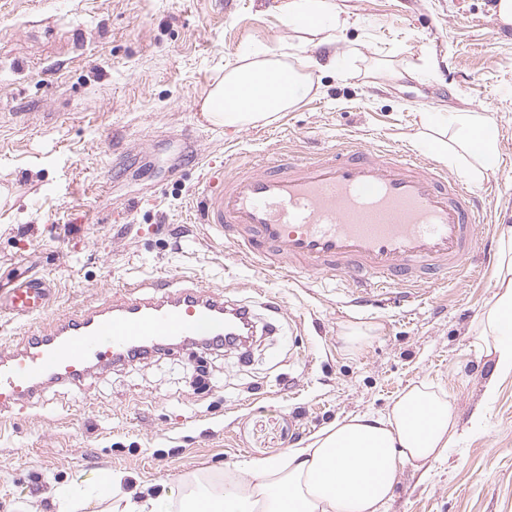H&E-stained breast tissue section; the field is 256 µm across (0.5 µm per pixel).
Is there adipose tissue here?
<instances>
[{
    "label": "adipose tissue",
    "mask_w": 512,
    "mask_h": 512,
    "mask_svg": "<svg viewBox=\"0 0 512 512\" xmlns=\"http://www.w3.org/2000/svg\"><path fill=\"white\" fill-rule=\"evenodd\" d=\"M288 75L282 84L280 75ZM311 74L282 57L231 62L223 81L207 96L202 112L210 123L239 127L290 110L311 91ZM457 150L436 144L439 159L464 177L479 180L498 168L501 150L494 120L484 111L455 113ZM498 266L491 304L476 322L477 344L494 359V371L512 373V215L498 228ZM454 420L446 396L420 383L404 389L385 414L356 415L317 433L284 459L262 461L251 480L225 476L215 483L198 474L182 476V491L170 497L150 485L122 492L125 475L109 472L116 489L107 512H385L396 477L408 464L442 457Z\"/></svg>",
    "instance_id": "obj_1"
}]
</instances>
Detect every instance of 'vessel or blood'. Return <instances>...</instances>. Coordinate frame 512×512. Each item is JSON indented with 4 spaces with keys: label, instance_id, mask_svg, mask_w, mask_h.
<instances>
[{
    "label": "vessel or blood",
    "instance_id": "vessel-or-blood-1",
    "mask_svg": "<svg viewBox=\"0 0 512 512\" xmlns=\"http://www.w3.org/2000/svg\"><path fill=\"white\" fill-rule=\"evenodd\" d=\"M196 214L267 274L352 275L361 306L373 302L377 280L404 287L411 302L413 286L437 287L494 262L492 241L478 230V194L427 158L361 143L305 159L233 163L201 192ZM51 298L50 281L32 277L0 300L14 319L47 320L23 351L0 358V418L36 403L47 385H81L102 364L182 339L215 346L248 329L274 331L223 291L166 280L126 283L103 307L50 319Z\"/></svg>",
    "mask_w": 512,
    "mask_h": 512
}]
</instances>
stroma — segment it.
<instances>
[{
    "instance_id": "35a3bbf8",
    "label": "stroma",
    "mask_w": 512,
    "mask_h": 512,
    "mask_svg": "<svg viewBox=\"0 0 512 512\" xmlns=\"http://www.w3.org/2000/svg\"><path fill=\"white\" fill-rule=\"evenodd\" d=\"M285 0H0V293L15 275L52 281L50 315L163 276L283 301L278 335L249 350L187 344L52 385L0 421V512H103L108 471L126 489L185 474L247 481L248 465L305 447L337 420L386 412L407 386L443 391L446 457L404 466L387 512H512V374L473 320L493 279L473 271L349 311L347 281L271 276L196 221V196L225 162L310 156L359 140L431 154L417 115L486 109L503 163L477 192L512 184V22L498 0H329L340 68L323 36L280 21ZM287 53L315 87L270 121L224 128L202 103L228 61ZM374 337L352 349L350 327Z\"/></svg>"
}]
</instances>
